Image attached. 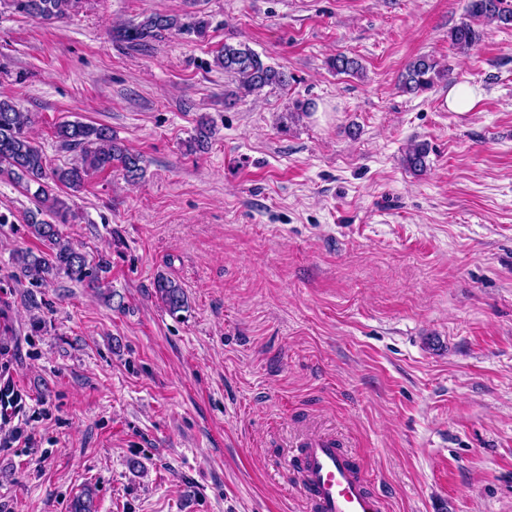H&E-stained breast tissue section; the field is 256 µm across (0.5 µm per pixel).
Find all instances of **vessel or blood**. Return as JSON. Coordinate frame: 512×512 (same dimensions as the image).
<instances>
[{
	"mask_svg": "<svg viewBox=\"0 0 512 512\" xmlns=\"http://www.w3.org/2000/svg\"><path fill=\"white\" fill-rule=\"evenodd\" d=\"M294 446L299 486L312 512H382V501L335 435H307Z\"/></svg>",
	"mask_w": 512,
	"mask_h": 512,
	"instance_id": "vessel-or-blood-1",
	"label": "vessel or blood"
}]
</instances>
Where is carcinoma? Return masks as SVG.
Instances as JSON below:
<instances>
[{"instance_id": "cac0c4a2", "label": "carcinoma", "mask_w": 512, "mask_h": 512, "mask_svg": "<svg viewBox=\"0 0 512 512\" xmlns=\"http://www.w3.org/2000/svg\"><path fill=\"white\" fill-rule=\"evenodd\" d=\"M75 0H10V7L17 13L42 20L62 19L74 7ZM466 13L469 20L454 26L448 32L451 49L468 52L482 41L485 31L480 24L496 23L512 26V4L508 0H468ZM186 24L175 14L150 13L136 24L116 28L115 37L131 47L180 32ZM217 66L230 75L236 85L235 97L259 93L265 88L288 84V75L265 62L248 44L224 43L215 59ZM331 69L340 74H357L361 65L354 57L338 54L329 61ZM447 70L431 56H418L409 61L399 76V87L407 94H419L434 85V80L445 76ZM31 114L21 110L7 98H0V178L22 186L32 193L35 208L25 215L28 233L42 248L33 252L18 253L15 263L23 277L38 286L60 274L77 282L96 286L109 270V261L101 256L91 262L66 239L59 229L74 219L67 200L52 193L51 185L63 186L72 191L84 188L87 178L95 172L119 168L124 177L135 181L143 176V156L128 150L112 136V130L103 125L80 121L60 126L57 135L63 144L80 151L79 161L52 168L42 150L28 135ZM213 135L209 123L202 121L195 135L188 142V151L195 153L207 148ZM428 147L411 146L405 154L404 164L413 172L426 169ZM156 293L170 314L188 309L187 296L176 280L160 274L155 280ZM70 512H97L95 491L91 488L76 496Z\"/></svg>"}]
</instances>
